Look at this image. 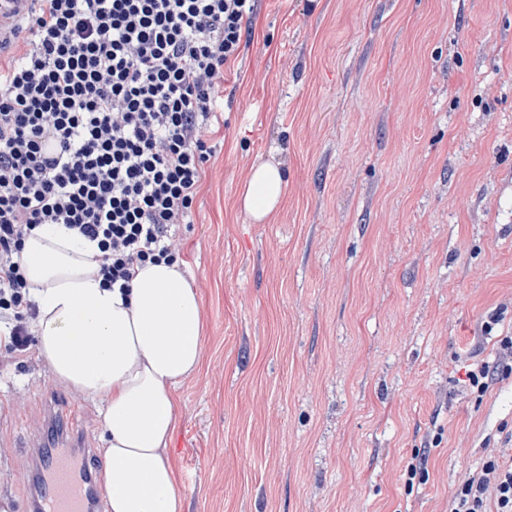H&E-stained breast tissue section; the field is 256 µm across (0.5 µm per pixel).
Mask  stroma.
Instances as JSON below:
<instances>
[{"label":"stroma","mask_w":512,"mask_h":512,"mask_svg":"<svg viewBox=\"0 0 512 512\" xmlns=\"http://www.w3.org/2000/svg\"><path fill=\"white\" fill-rule=\"evenodd\" d=\"M209 144L175 228L205 325L184 512H448L512 448V375L462 387L512 334V0H258ZM264 162L286 196L257 224ZM49 435L104 456L101 403L0 351V512H31ZM286 182L280 169L267 163L253 167L240 196L242 208L263 223L280 205Z\"/></svg>","instance_id":"1"}]
</instances>
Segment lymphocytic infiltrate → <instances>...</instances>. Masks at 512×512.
<instances>
[{
    "instance_id": "f902f5d3",
    "label": "lymphocytic infiltrate",
    "mask_w": 512,
    "mask_h": 512,
    "mask_svg": "<svg viewBox=\"0 0 512 512\" xmlns=\"http://www.w3.org/2000/svg\"><path fill=\"white\" fill-rule=\"evenodd\" d=\"M255 0H31L0 55V349L27 354L39 311L18 255L43 224L96 241L108 288L180 258L170 229L191 215L224 71L243 52ZM469 370L484 394L512 374ZM448 512H512V458L499 449L457 486Z\"/></svg>"
}]
</instances>
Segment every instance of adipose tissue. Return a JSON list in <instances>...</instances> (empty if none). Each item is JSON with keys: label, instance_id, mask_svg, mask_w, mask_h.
<instances>
[{"label": "adipose tissue", "instance_id": "obj_1", "mask_svg": "<svg viewBox=\"0 0 512 512\" xmlns=\"http://www.w3.org/2000/svg\"><path fill=\"white\" fill-rule=\"evenodd\" d=\"M285 186L280 169L257 164L240 204L265 222ZM98 253L62 224L26 239L19 262L39 309L37 352L59 381L105 405L109 512H182L168 442L175 388L203 358L201 300L178 264L164 261L138 267L129 292L104 287Z\"/></svg>", "mask_w": 512, "mask_h": 512}]
</instances>
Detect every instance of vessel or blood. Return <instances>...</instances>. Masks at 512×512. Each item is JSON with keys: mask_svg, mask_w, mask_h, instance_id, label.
<instances>
[{"mask_svg": "<svg viewBox=\"0 0 512 512\" xmlns=\"http://www.w3.org/2000/svg\"><path fill=\"white\" fill-rule=\"evenodd\" d=\"M43 470L38 495L40 512H90L94 488L82 465L55 454L47 459Z\"/></svg>", "mask_w": 512, "mask_h": 512, "instance_id": "obj_1", "label": "vessel or blood"}]
</instances>
